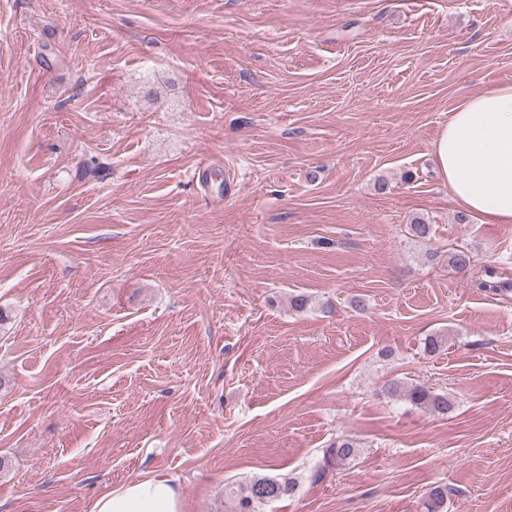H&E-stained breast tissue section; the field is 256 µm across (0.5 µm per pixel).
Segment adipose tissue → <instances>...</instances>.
Segmentation results:
<instances>
[{
    "label": "adipose tissue",
    "mask_w": 512,
    "mask_h": 512,
    "mask_svg": "<svg viewBox=\"0 0 512 512\" xmlns=\"http://www.w3.org/2000/svg\"><path fill=\"white\" fill-rule=\"evenodd\" d=\"M431 151L459 209L484 224H512V84L462 102ZM91 512H184V501L176 479L139 475L99 496Z\"/></svg>",
    "instance_id": "ef3b65f1"
}]
</instances>
